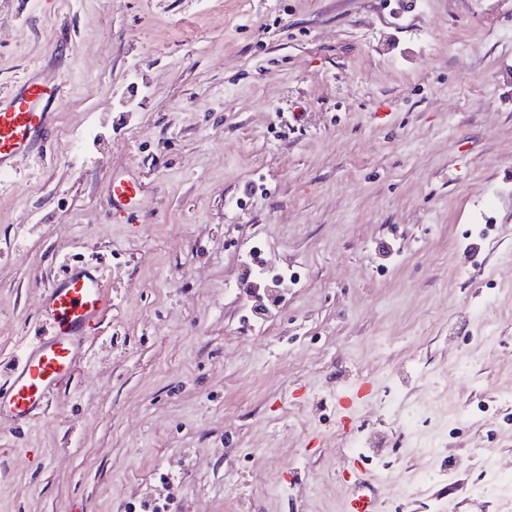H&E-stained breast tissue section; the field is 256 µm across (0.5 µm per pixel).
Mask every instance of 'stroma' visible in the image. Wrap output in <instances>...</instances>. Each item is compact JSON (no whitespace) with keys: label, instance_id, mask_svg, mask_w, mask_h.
Returning a JSON list of instances; mask_svg holds the SVG:
<instances>
[{"label":"stroma","instance_id":"stroma-1","mask_svg":"<svg viewBox=\"0 0 512 512\" xmlns=\"http://www.w3.org/2000/svg\"><path fill=\"white\" fill-rule=\"evenodd\" d=\"M412 2L0 0V89L67 88L51 164L0 191V362L64 262L112 293L72 385L0 428V512H341L353 457L381 512H512L481 491L512 482V0ZM257 238L303 272L280 302ZM141 193V184L131 178H112L107 187L106 203L116 219L128 217L132 200ZM373 390V383L364 380L352 388L342 391L336 399V407L341 414L338 419L337 428L345 434H351L354 431L353 416L351 410L359 401L367 397Z\"/></svg>","mask_w":512,"mask_h":512}]
</instances>
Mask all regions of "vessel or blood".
Here are the masks:
<instances>
[{"instance_id": "vessel-or-blood-1", "label": "vessel or blood", "mask_w": 512, "mask_h": 512, "mask_svg": "<svg viewBox=\"0 0 512 512\" xmlns=\"http://www.w3.org/2000/svg\"><path fill=\"white\" fill-rule=\"evenodd\" d=\"M62 83L37 72L0 91V185L16 179L15 161L23 156L45 158L52 109L64 97ZM141 185L131 178L112 179L106 203L115 218L127 216ZM110 299L103 271L73 263L41 292V333L0 371V424L20 430L44 414L73 379L81 351L93 337ZM373 390L365 380L342 391L336 399L338 428L354 430L351 410ZM347 487L345 512H379L378 490L357 459L343 472Z\"/></svg>"}]
</instances>
